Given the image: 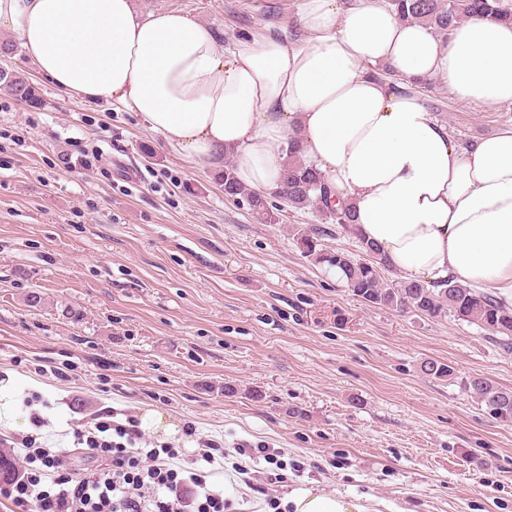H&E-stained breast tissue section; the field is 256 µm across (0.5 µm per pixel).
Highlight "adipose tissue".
<instances>
[{
    "label": "adipose tissue",
    "mask_w": 512,
    "mask_h": 512,
    "mask_svg": "<svg viewBox=\"0 0 512 512\" xmlns=\"http://www.w3.org/2000/svg\"><path fill=\"white\" fill-rule=\"evenodd\" d=\"M300 21L306 38L291 46H224L194 19L143 15L132 0H0V31L60 90L136 113L194 165L232 157L259 192L278 187L300 128L306 160L392 269L512 305V126L455 139L417 88L439 76L458 99L512 103V25L472 18L442 40L381 0H303ZM290 502L366 512L360 498L315 486Z\"/></svg>",
    "instance_id": "ef3b65f1"
}]
</instances>
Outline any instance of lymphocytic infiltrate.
<instances>
[{"mask_svg": "<svg viewBox=\"0 0 512 512\" xmlns=\"http://www.w3.org/2000/svg\"><path fill=\"white\" fill-rule=\"evenodd\" d=\"M34 433L11 440L22 449L25 468L0 487V496L17 507L37 512H231L232 502L211 478L224 472V444L198 438L199 466L172 467L178 458L171 445L145 447L135 415L100 416L93 425L72 429V448H53L39 441L36 431L46 420L31 411ZM84 448L107 457L108 468L83 474L67 461L72 449Z\"/></svg>", "mask_w": 512, "mask_h": 512, "instance_id": "f902f5d3", "label": "lymphocytic infiltrate"}]
</instances>
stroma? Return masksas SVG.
I'll return each instance as SVG.
<instances>
[{
    "instance_id": "35a3bbf8",
    "label": "stroma",
    "mask_w": 512,
    "mask_h": 512,
    "mask_svg": "<svg viewBox=\"0 0 512 512\" xmlns=\"http://www.w3.org/2000/svg\"><path fill=\"white\" fill-rule=\"evenodd\" d=\"M302 0H135L180 11L218 42H299ZM7 66L41 108L0 96V380L39 397L50 431L111 409L166 412L224 443V466L253 467L243 444L280 452L279 494L317 487L368 512H512V422L464 383L512 387L508 336L451 317L365 303L292 234L316 207L262 224L143 120L68 95L22 50ZM428 109L459 139L512 117L453 97L433 78ZM103 152L98 169L77 161ZM40 306H28L30 294ZM434 359L453 379L421 371ZM64 368V377L45 366Z\"/></svg>"
}]
</instances>
